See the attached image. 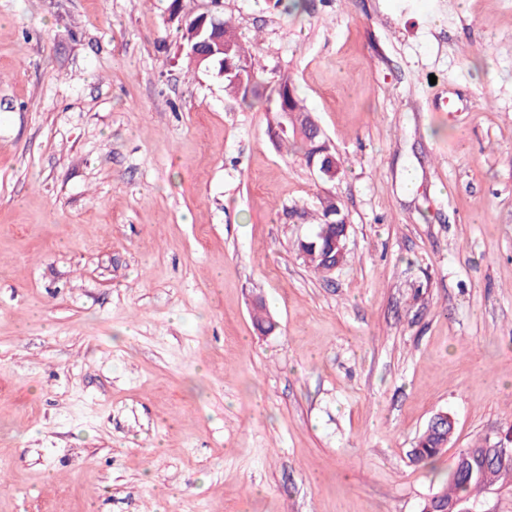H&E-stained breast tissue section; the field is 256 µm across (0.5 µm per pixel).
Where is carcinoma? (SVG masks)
<instances>
[{
    "label": "carcinoma",
    "mask_w": 512,
    "mask_h": 512,
    "mask_svg": "<svg viewBox=\"0 0 512 512\" xmlns=\"http://www.w3.org/2000/svg\"><path fill=\"white\" fill-rule=\"evenodd\" d=\"M224 39L229 51L216 54L202 62L205 68H215L224 76L226 90L240 98L248 107L254 105L259 97L258 76L260 71L256 54L249 50L238 39L234 27L218 9L211 11L204 26L203 35H196L194 28L186 26L181 33L183 46H195L197 54H205L208 46L203 39L211 34ZM267 111L274 113L275 122H280V113L294 112L303 115L308 112L295 92L290 78H280L276 95L267 98ZM280 139L292 142L295 152L299 153L306 164L319 167L326 155H331L336 161V176L344 174L340 157L328 139L320 134L302 129L278 133ZM347 216L341 200L335 196H327L320 201V212L314 234L299 242L298 250L306 263L320 273H327L337 264H344L347 255L341 249L347 244L345 235ZM452 423L446 417L436 414L434 420L428 421L419 435L410 456L416 464L432 465L448 447L452 438ZM512 486V453L473 445L461 450L454 462L452 470L441 487L433 494V498L425 500L420 512L427 509L444 508L460 500L471 501L472 498L484 492L490 486Z\"/></svg>",
    "instance_id": "obj_1"
}]
</instances>
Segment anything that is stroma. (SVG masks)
Listing matches in <instances>:
<instances>
[{
	"mask_svg": "<svg viewBox=\"0 0 512 512\" xmlns=\"http://www.w3.org/2000/svg\"><path fill=\"white\" fill-rule=\"evenodd\" d=\"M222 2L251 108L172 0H0V512H420L512 427V0ZM284 74L340 179L280 145ZM218 8L215 5V9L211 11V14L210 10L202 13L204 18L210 14L204 26L203 35L197 36L195 29L188 25L184 27L181 39L183 40V46L186 48V55L193 62H195V59L200 66L217 68V72L224 76L226 90L239 97L246 106L252 107L254 100L259 97L257 89V79L260 71L259 61L256 58V54L241 43L234 31V27ZM213 32L219 38L224 37V46L229 45L230 49L228 52H224V55L216 54L199 62L197 53L205 54L208 51V46L204 45L202 41ZM192 45H195L196 49L191 54L187 48ZM189 55L194 59L189 57ZM347 216L341 200L327 196L320 201V212L314 234L299 242L298 250L306 263L320 273H327L339 263V268L347 258V250L341 249L347 244L345 235ZM335 268L334 270H336ZM419 435L410 456L413 463L433 465L448 447L452 438V423L443 415L435 414ZM449 441V442H448Z\"/></svg>",
	"mask_w": 512,
	"mask_h": 512,
	"instance_id": "obj_1",
	"label": "stroma"
}]
</instances>
